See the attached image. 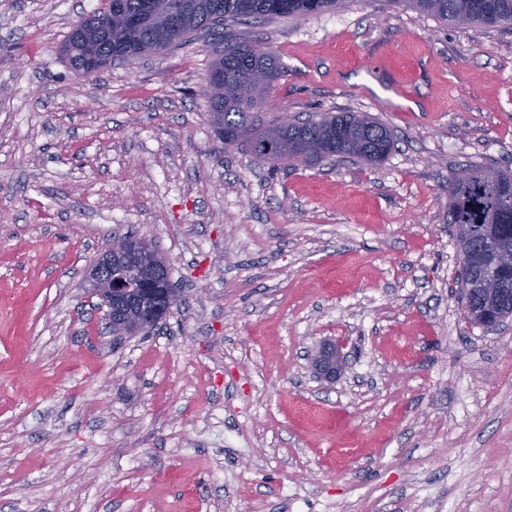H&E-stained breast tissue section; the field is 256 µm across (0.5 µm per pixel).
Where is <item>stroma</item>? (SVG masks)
I'll return each instance as SVG.
<instances>
[{
  "instance_id": "35a3bbf8",
  "label": "stroma",
  "mask_w": 512,
  "mask_h": 512,
  "mask_svg": "<svg viewBox=\"0 0 512 512\" xmlns=\"http://www.w3.org/2000/svg\"><path fill=\"white\" fill-rule=\"evenodd\" d=\"M102 4L0 0V512H512V318L467 320L448 222L453 172L512 169V27L343 0L224 29L284 69L255 127L394 133L286 167L213 131L208 34L75 73ZM128 233L180 300L117 342L85 287ZM343 339L323 342L315 354H311L310 361L314 371L325 380H334L344 368L341 354Z\"/></svg>"
}]
</instances>
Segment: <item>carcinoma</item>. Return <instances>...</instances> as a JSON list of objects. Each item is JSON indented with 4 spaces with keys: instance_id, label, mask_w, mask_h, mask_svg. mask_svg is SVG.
Returning <instances> with one entry per match:
<instances>
[{
    "instance_id": "1",
    "label": "carcinoma",
    "mask_w": 512,
    "mask_h": 512,
    "mask_svg": "<svg viewBox=\"0 0 512 512\" xmlns=\"http://www.w3.org/2000/svg\"><path fill=\"white\" fill-rule=\"evenodd\" d=\"M423 16L457 25L512 26V0H393ZM180 21L167 22L172 6ZM340 0H106L104 7L82 18L72 28L63 54L76 71L91 74V60L103 68L151 51L177 46L198 32L226 21L281 19L333 11ZM256 43L242 41L219 47L206 81L210 91V118L224 143L241 139L253 152L268 157L267 143H288V164L323 162L351 156L370 164L383 162L394 146L390 127L365 114L324 113L283 127L275 122L257 131L247 113L260 108L257 89L278 81L284 71L268 49L254 51ZM465 180L448 178V223L487 224L503 248L512 251V171H490L466 166ZM460 251L474 264L460 276L458 294L464 307L481 316H512V301L500 306L481 289L472 288L478 273L488 266L482 238L459 235Z\"/></svg>"
}]
</instances>
